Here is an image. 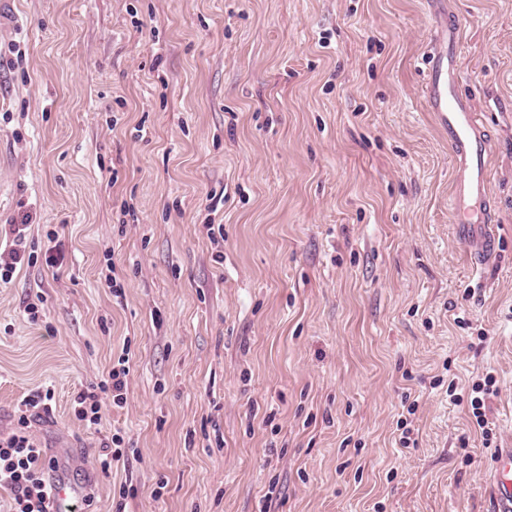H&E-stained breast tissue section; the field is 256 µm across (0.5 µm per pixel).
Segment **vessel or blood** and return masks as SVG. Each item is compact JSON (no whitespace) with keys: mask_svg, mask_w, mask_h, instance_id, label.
Masks as SVG:
<instances>
[{"mask_svg":"<svg viewBox=\"0 0 512 512\" xmlns=\"http://www.w3.org/2000/svg\"><path fill=\"white\" fill-rule=\"evenodd\" d=\"M433 14L437 35L427 57L423 97L427 111L448 134L455 171L451 206L458 235L470 256L485 262L497 248L489 201L490 144L472 99L461 91L462 21L438 8ZM489 481L490 512H512V448L498 450Z\"/></svg>","mask_w":512,"mask_h":512,"instance_id":"vessel-or-blood-1","label":"vessel or blood"}]
</instances>
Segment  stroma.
<instances>
[{
	"instance_id": "35a3bbf8",
	"label": "stroma",
	"mask_w": 512,
	"mask_h": 512,
	"mask_svg": "<svg viewBox=\"0 0 512 512\" xmlns=\"http://www.w3.org/2000/svg\"><path fill=\"white\" fill-rule=\"evenodd\" d=\"M444 2L493 141L481 270L423 101L428 0H0V226L36 257L0 281V434L51 389L31 431L90 512L123 486L126 512H489L512 448V0ZM122 358L126 404L82 428L75 396ZM489 375L487 448L448 385ZM116 432L132 453L105 472Z\"/></svg>"
}]
</instances>
